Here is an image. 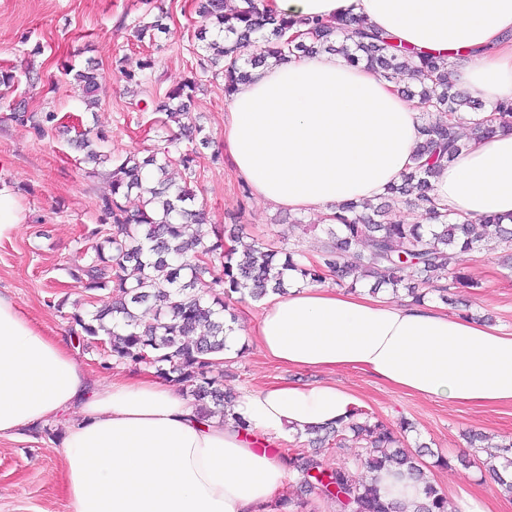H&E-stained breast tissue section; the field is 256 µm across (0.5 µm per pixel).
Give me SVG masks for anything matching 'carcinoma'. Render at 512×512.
I'll return each mask as SVG.
<instances>
[{
	"instance_id": "obj_1",
	"label": "carcinoma",
	"mask_w": 512,
	"mask_h": 512,
	"mask_svg": "<svg viewBox=\"0 0 512 512\" xmlns=\"http://www.w3.org/2000/svg\"><path fill=\"white\" fill-rule=\"evenodd\" d=\"M199 14L212 21L217 37L196 54L192 78L167 92L156 108L161 114L158 128L166 131L174 123L191 144L210 143L201 126L184 122L199 77L224 76V94L229 96L269 59L281 62L332 51L349 65L363 64L386 80L405 73L410 83L402 93L423 108L414 166L379 197L380 203L342 204L333 216L339 227L327 228V241L317 256L296 247L283 251L264 244L239 256L234 229L214 226L203 231L207 219L196 206L193 191L167 177L172 162L189 176L196 175L194 148L174 159L130 154L116 160L107 173L110 191L97 202L100 227L89 232L95 239L90 263L71 270L73 278L85 280L89 292L111 289L112 300L91 302L88 309L70 313L72 331L87 346L104 344L117 363L154 368L157 376L185 387L199 410L210 415L224 410L232 399L223 388V375L215 370L224 356V322H236L229 307L236 294L255 300L284 294L290 272L308 284L330 279L348 290L361 280L373 282V292L389 285L404 290L415 303L433 293L446 301L450 288L478 287L457 266L458 259L485 239L512 247V223L487 215L476 223L460 224L435 204L430 192L447 162L468 147L459 111L465 107L477 115L491 112L470 126L471 136L485 137L512 126V102L488 107L472 100L456 87L445 57L402 46L382 31L351 28L340 19H309L304 22L306 30L296 31L293 39L291 30L297 22L276 14L264 0H202ZM154 65V58L145 56L130 68L121 67L120 73L126 82L140 86L143 73ZM67 72L73 74L86 106L97 105L100 87L93 68L70 66ZM15 119L40 131L55 116L20 112ZM76 145L95 164L110 159L107 152L93 148L84 133L78 134ZM133 193L140 205L131 211L126 202ZM391 200L421 211L428 224L390 217ZM349 433L364 442L362 465L372 471L396 465L419 473V464L429 453L426 445L404 447L384 421L361 409L345 424L312 431L311 442L340 448ZM288 463L301 475L300 508L305 496L318 493L335 501L340 512H400L382 498L377 486L356 479L346 464L328 469L316 454L292 452ZM416 512H448L447 495L427 485Z\"/></svg>"
}]
</instances>
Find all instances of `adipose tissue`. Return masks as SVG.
<instances>
[{
  "instance_id": "1",
  "label": "adipose tissue",
  "mask_w": 512,
  "mask_h": 512,
  "mask_svg": "<svg viewBox=\"0 0 512 512\" xmlns=\"http://www.w3.org/2000/svg\"><path fill=\"white\" fill-rule=\"evenodd\" d=\"M293 20H355L447 55L462 88L512 100V0H269ZM416 100L366 67L320 53L273 63L228 99L224 146L262 203L329 218L386 193L413 164ZM432 195L458 222L512 215V130L471 139ZM249 338L297 369L353 368L431 400L512 405V332L429 303L291 280ZM355 393L334 382L271 384L202 415L179 386L130 371L92 380L66 339L45 335L0 295V437L62 420L65 512H274L292 477L274 448L348 422ZM386 498L413 506L425 487L407 471L366 472Z\"/></svg>"
}]
</instances>
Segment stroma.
Masks as SVG:
<instances>
[{
  "mask_svg": "<svg viewBox=\"0 0 512 512\" xmlns=\"http://www.w3.org/2000/svg\"><path fill=\"white\" fill-rule=\"evenodd\" d=\"M196 6L197 0H0V70L16 77L11 86H0V180L15 185L14 204L24 217L12 240L0 243V292L13 297L46 333L70 339L75 359L99 381H110L125 367L106 362L100 349L73 341L68 314L89 295L69 270L83 261L89 246L83 233L96 224V202L109 182L90 173L73 141L84 127L107 136L114 158L164 152L166 143L154 132L151 117L166 91L190 75L201 24ZM158 18L170 34L138 41L135 29ZM154 44L158 63L147 74L152 94L146 99L122 79L120 60L138 57ZM89 61L102 89L90 110L63 72L64 65L81 68ZM225 99L223 80L204 78L192 117L214 144L202 150L195 178H187L176 164L169 167V178L188 182L208 223L240 225L239 239L247 245L298 244L317 254L324 227L320 219L262 204L247 192L223 151ZM23 111L51 112L56 119L40 134L15 120V113ZM462 266L473 285L456 289L449 314L476 310L512 331V251L485 241L464 256ZM223 370L225 384L236 391L336 381L361 398L365 411L396 428L412 423L419 441L447 457L465 450L468 430L485 434L493 444L512 438V405L425 399L352 368L333 373L291 369L251 345L226 360ZM62 469L57 439L31 428L0 438V512H65ZM430 473L445 494L464 492L491 512H512V497L501 494L479 467L434 466Z\"/></svg>",
  "mask_w": 512,
  "mask_h": 512,
  "instance_id": "35a3bbf8",
  "label": "stroma"
}]
</instances>
